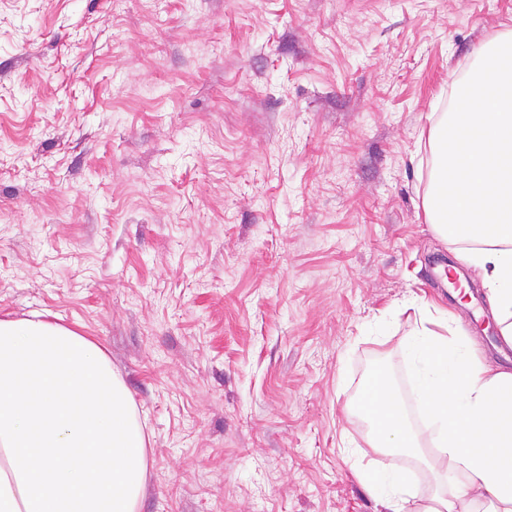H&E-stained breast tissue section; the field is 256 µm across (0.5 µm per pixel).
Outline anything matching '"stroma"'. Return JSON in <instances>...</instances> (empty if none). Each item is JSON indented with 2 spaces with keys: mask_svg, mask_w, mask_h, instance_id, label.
Here are the masks:
<instances>
[{
  "mask_svg": "<svg viewBox=\"0 0 512 512\" xmlns=\"http://www.w3.org/2000/svg\"><path fill=\"white\" fill-rule=\"evenodd\" d=\"M512 0H0V316L101 342L137 512H384L348 413L422 318L512 369L424 209L432 128ZM431 448L389 461L414 492Z\"/></svg>",
  "mask_w": 512,
  "mask_h": 512,
  "instance_id": "1",
  "label": "stroma"
}]
</instances>
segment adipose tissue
Here are the masks:
<instances>
[{
  "instance_id": "1",
  "label": "adipose tissue",
  "mask_w": 512,
  "mask_h": 512,
  "mask_svg": "<svg viewBox=\"0 0 512 512\" xmlns=\"http://www.w3.org/2000/svg\"><path fill=\"white\" fill-rule=\"evenodd\" d=\"M409 349L425 428L400 416L381 367L352 412L383 454L432 443L434 490L416 500L391 464L360 483L386 512H512V371L424 324ZM146 470L144 432L102 345L48 320L0 318V512H136Z\"/></svg>"
}]
</instances>
